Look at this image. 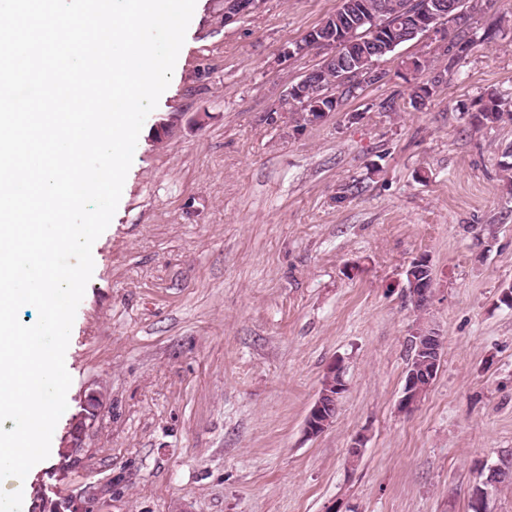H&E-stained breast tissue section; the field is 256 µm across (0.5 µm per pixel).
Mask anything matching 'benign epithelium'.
<instances>
[{
    "label": "benign epithelium",
    "mask_w": 512,
    "mask_h": 512,
    "mask_svg": "<svg viewBox=\"0 0 512 512\" xmlns=\"http://www.w3.org/2000/svg\"><path fill=\"white\" fill-rule=\"evenodd\" d=\"M264 0H224V23L257 11ZM459 12L447 13L442 10H422L410 13L409 37L415 38L427 33H439L444 39H449L448 32L456 27V16ZM335 17L325 20L319 27L306 32L303 37L284 48V53L292 55L305 54L312 49L327 52L323 62L330 64L336 57V46L345 45L354 36V31L343 29L333 32L330 37L324 38V30L330 28ZM362 21L371 24V28L378 32V44L383 52L393 51L402 41L399 31L379 24L378 16H364ZM322 71H310L303 78L292 85L286 94L287 100L308 112L309 122L325 119L336 108V97L329 94V85L322 82ZM408 294L415 305L426 306L433 295V277L422 281L410 278ZM414 344L418 345L419 359L416 365L406 371L402 397L399 400V409L410 412L421 400L424 393L433 383L442 363L443 340L434 328H421L415 332ZM326 389L319 392L313 402L306 419L305 432L315 437L325 432L335 420L333 411L340 395L345 390L343 370L341 365L334 362L325 374ZM101 399L97 394L91 393L84 402V408L79 416V422L72 424L69 435V447L73 448V459L81 464L87 457L88 450L84 445V435L88 427L99 416ZM103 488L91 485L80 489L60 500L46 504V512H91L95 501L102 494Z\"/></svg>",
    "instance_id": "1"
}]
</instances>
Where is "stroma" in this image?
<instances>
[{"label": "stroma", "instance_id": "1", "mask_svg": "<svg viewBox=\"0 0 512 512\" xmlns=\"http://www.w3.org/2000/svg\"><path fill=\"white\" fill-rule=\"evenodd\" d=\"M338 0H265L233 22L196 0L168 88L147 117L65 361L72 382L50 456L24 482L25 512L89 484L96 512H472L483 465L512 451V28L443 78L417 37L377 61L383 81L297 126L288 87L318 66L284 49ZM433 81L423 109L413 85ZM396 99L399 108L384 111ZM169 124L165 138L155 126ZM427 256L417 313L410 262ZM440 330L443 360L400 412L410 339ZM346 388L334 424L305 432L327 367ZM91 461L57 450L89 393ZM356 463L347 450L356 435ZM410 273H412L414 276H417V274L423 275L425 271L414 264H410L409 268L406 270V279L407 283H409L410 278V284L408 285V294L413 304L428 306L433 295L432 274L428 278H425L423 281H420L415 279L412 275H410L409 277L408 275Z\"/></svg>", "mask_w": 512, "mask_h": 512}]
</instances>
